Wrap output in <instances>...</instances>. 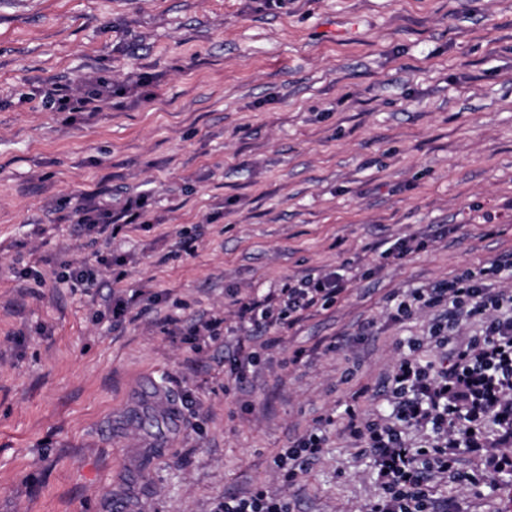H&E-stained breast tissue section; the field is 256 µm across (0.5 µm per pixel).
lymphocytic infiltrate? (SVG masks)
I'll list each match as a JSON object with an SVG mask.
<instances>
[{
  "mask_svg": "<svg viewBox=\"0 0 512 512\" xmlns=\"http://www.w3.org/2000/svg\"><path fill=\"white\" fill-rule=\"evenodd\" d=\"M56 112H99L112 105V88L103 77L87 76L79 86L49 83L32 90ZM349 277L325 272L292 282L276 294L244 295L234 304L241 322L267 333L269 345L316 309H328L348 291ZM431 313L422 335L411 338L379 385L392 407L389 415L369 417L361 402L370 385L357 388L339 415H326L277 453L273 464L283 485H266L225 494L214 512H295L288 494L299 475L322 451L327 427L343 421L344 434L373 462L379 483L366 512H437L433 479L456 463V449L488 457L487 469L468 474L477 488L495 475H512V289L489 288L472 270L429 288L394 295L389 318L403 322ZM497 422L498 442L485 441V427ZM423 428L427 437L409 443L405 431Z\"/></svg>",
  "mask_w": 512,
  "mask_h": 512,
  "instance_id": "lymphocytic-infiltrate-1",
  "label": "lymphocytic infiltrate"
}]
</instances>
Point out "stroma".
<instances>
[{
    "label": "stroma",
    "instance_id": "stroma-1",
    "mask_svg": "<svg viewBox=\"0 0 512 512\" xmlns=\"http://www.w3.org/2000/svg\"><path fill=\"white\" fill-rule=\"evenodd\" d=\"M90 74L153 84L106 112L20 100ZM144 191V229L107 244L76 222L87 194ZM421 234L427 249L380 260ZM99 252L129 255L121 282H61ZM510 252L512 0H0V512H211L280 488L274 456L427 326L392 322L390 295ZM350 268L347 295L283 330L243 387L236 336L196 353L163 331L237 326L236 296ZM116 293L134 299L118 327ZM154 390L180 401L178 431ZM376 478L332 426L290 495L364 512ZM434 497L512 512V481L447 477Z\"/></svg>",
    "mask_w": 512,
    "mask_h": 512
}]
</instances>
